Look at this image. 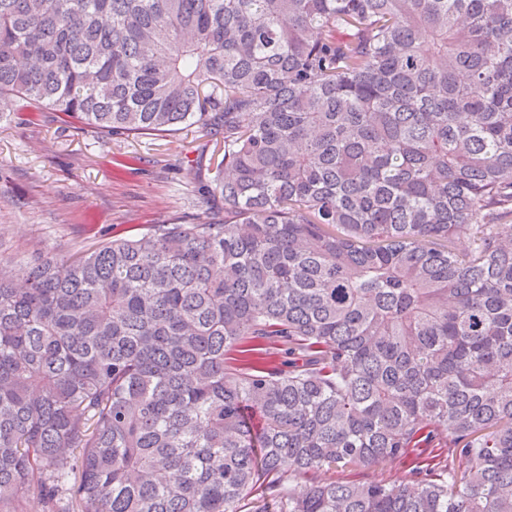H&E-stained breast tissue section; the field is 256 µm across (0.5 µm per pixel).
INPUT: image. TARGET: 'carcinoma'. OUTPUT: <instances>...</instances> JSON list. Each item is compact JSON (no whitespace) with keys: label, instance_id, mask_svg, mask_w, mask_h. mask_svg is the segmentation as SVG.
I'll list each match as a JSON object with an SVG mask.
<instances>
[{"label":"carcinoma","instance_id":"carcinoma-1","mask_svg":"<svg viewBox=\"0 0 512 512\" xmlns=\"http://www.w3.org/2000/svg\"><path fill=\"white\" fill-rule=\"evenodd\" d=\"M1 99L224 207L0 256V512H512V0H0ZM411 466L408 462H387L372 467H348L322 471L321 479L332 481H375L385 484H412Z\"/></svg>","mask_w":512,"mask_h":512}]
</instances>
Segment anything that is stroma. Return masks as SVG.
<instances>
[{
    "label": "stroma",
    "instance_id": "35a3bbf8",
    "mask_svg": "<svg viewBox=\"0 0 512 512\" xmlns=\"http://www.w3.org/2000/svg\"><path fill=\"white\" fill-rule=\"evenodd\" d=\"M0 106V255L26 266L41 254L64 258L80 248L134 236L151 224H196L219 210L200 183L210 148L198 128L182 125L173 141L108 138L63 122L18 123ZM332 481L411 483L406 462L323 472Z\"/></svg>",
    "mask_w": 512,
    "mask_h": 512
}]
</instances>
